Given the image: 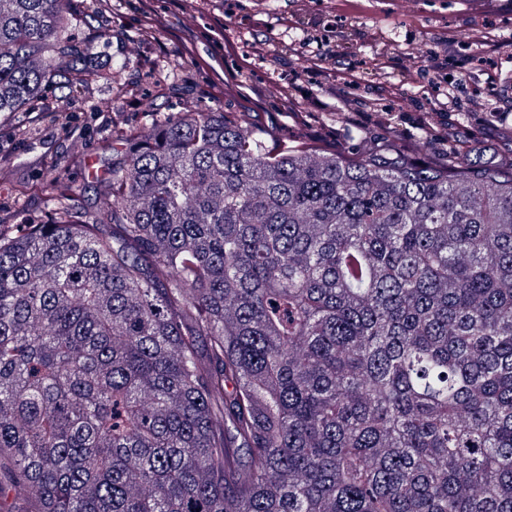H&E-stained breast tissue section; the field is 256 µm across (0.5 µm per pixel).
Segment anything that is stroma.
<instances>
[{"instance_id": "stroma-1", "label": "stroma", "mask_w": 512, "mask_h": 512, "mask_svg": "<svg viewBox=\"0 0 512 512\" xmlns=\"http://www.w3.org/2000/svg\"><path fill=\"white\" fill-rule=\"evenodd\" d=\"M74 0L72 31L107 61L127 64L133 93L115 110L141 123L147 108L171 112L187 100L215 103L213 73L240 83L230 97L241 123L281 129L345 150L396 131L413 157L492 146L512 155V0H111L105 28ZM98 88L73 100L69 127L36 102V135L17 141L0 126V222L47 215L46 180L60 171L75 208L91 207L92 169L112 158V114L89 113Z\"/></svg>"}]
</instances>
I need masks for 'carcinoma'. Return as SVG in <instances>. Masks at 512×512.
Returning <instances> with one entry per match:
<instances>
[{
	"mask_svg": "<svg viewBox=\"0 0 512 512\" xmlns=\"http://www.w3.org/2000/svg\"><path fill=\"white\" fill-rule=\"evenodd\" d=\"M0 0V122L86 81ZM0 229V466L41 512H512V159L150 112Z\"/></svg>",
	"mask_w": 512,
	"mask_h": 512,
	"instance_id": "cac0c4a2",
	"label": "carcinoma"
}]
</instances>
